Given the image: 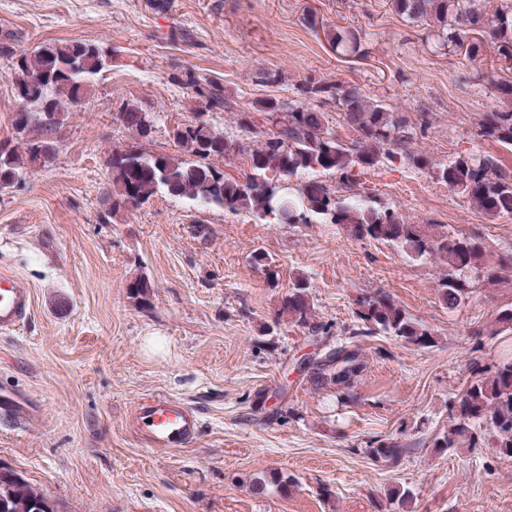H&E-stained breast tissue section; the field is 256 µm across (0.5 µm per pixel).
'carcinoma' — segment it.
Instances as JSON below:
<instances>
[{
  "label": "carcinoma",
  "instance_id": "carcinoma-1",
  "mask_svg": "<svg viewBox=\"0 0 512 512\" xmlns=\"http://www.w3.org/2000/svg\"><path fill=\"white\" fill-rule=\"evenodd\" d=\"M403 19L430 27L433 50L466 46L472 60L483 58L490 46L497 55L512 60V0H391ZM330 43L352 54L361 42L348 34L330 35ZM0 56L13 59L12 81L17 107L13 115L16 141H0V191L26 182L31 169L45 164L54 154V135L80 104L95 76L112 66V55L99 44L74 40L40 45L30 52H17L12 43L0 41ZM181 82L192 89L201 103L194 120L176 127L175 142L183 149L177 156L148 154L134 148L112 153L110 182L105 198L112 209L138 208L157 192L227 211L243 209L259 220L290 224H340L354 237L384 242L413 260L438 257L448 265L440 299L448 309L457 308L471 292L476 277L498 279L512 269V254L498 268L485 263V245L477 235H451L439 224H408L388 205L351 192L361 171L379 165L429 167L427 159L410 149L424 133L428 118L412 126L384 103L353 84L309 79L299 89L301 100L284 105L277 99L259 100L255 110L266 116L272 128L265 140L246 148L248 169L231 179L209 163L226 154L223 129L204 115L231 108L224 84L200 82L189 69ZM315 99L335 102L344 112L345 125L353 138L345 141L329 130L325 113L307 104ZM115 120L134 136L146 139L152 133L153 117L139 105L127 103ZM480 136L512 148V109L490 112L483 119ZM310 172L331 174L348 193L339 195L318 179L305 182L297 199L282 193V181ZM434 178L474 203L489 217L512 215V171L490 154H459L432 171ZM309 284L295 279L284 309L313 335L320 328L310 325ZM357 328L353 336L384 334L419 348H432L434 333L412 318L386 293L376 292L358 300ZM512 332V307L496 311L492 334ZM362 369L356 341H346L313 362L317 383L350 386ZM473 379L462 391L449 417L447 432L436 437L433 447L444 451L487 447L512 458V361L505 360L491 373L476 367ZM406 452L400 442H383L368 450L376 462L398 461ZM394 512H409L413 494L397 489L389 495ZM0 512H61L60 504L15 470L0 471Z\"/></svg>",
  "mask_w": 512,
  "mask_h": 512
}]
</instances>
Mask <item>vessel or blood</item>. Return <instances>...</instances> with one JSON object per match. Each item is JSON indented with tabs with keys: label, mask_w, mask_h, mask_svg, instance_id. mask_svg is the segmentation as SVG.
<instances>
[{
	"label": "vessel or blood",
	"mask_w": 512,
	"mask_h": 512,
	"mask_svg": "<svg viewBox=\"0 0 512 512\" xmlns=\"http://www.w3.org/2000/svg\"><path fill=\"white\" fill-rule=\"evenodd\" d=\"M32 292L23 280L0 271V332L20 329L30 318ZM0 412L16 422H26L29 413L11 391L0 388ZM137 434L151 448L177 451L191 445L201 430L199 414L185 403L165 395L143 398L131 413Z\"/></svg>",
	"instance_id": "obj_1"
}]
</instances>
